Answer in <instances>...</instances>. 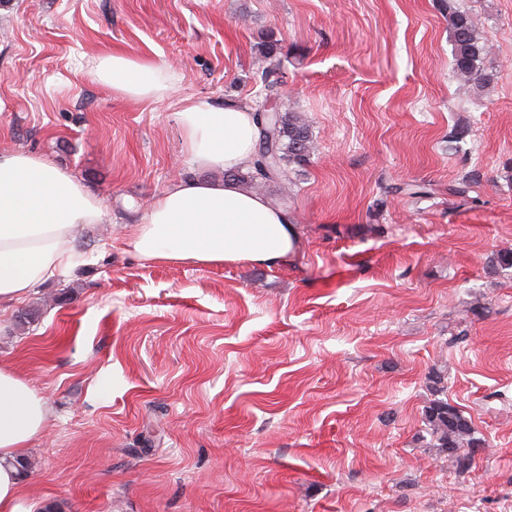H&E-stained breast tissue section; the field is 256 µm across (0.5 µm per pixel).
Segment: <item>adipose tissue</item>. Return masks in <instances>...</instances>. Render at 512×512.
<instances>
[{"mask_svg": "<svg viewBox=\"0 0 512 512\" xmlns=\"http://www.w3.org/2000/svg\"><path fill=\"white\" fill-rule=\"evenodd\" d=\"M96 73L132 100H159L173 89L169 66L121 53L99 58ZM177 123L198 167L236 170L251 162L257 141L251 108L196 98L181 107ZM103 217L99 197L67 170L28 153L0 154V308L71 267L74 231ZM124 233L141 258L203 265L273 264L296 244L284 210L233 180H177ZM48 428L46 399L13 364L0 362V512H23L14 462Z\"/></svg>", "mask_w": 512, "mask_h": 512, "instance_id": "adipose-tissue-1", "label": "adipose tissue"}]
</instances>
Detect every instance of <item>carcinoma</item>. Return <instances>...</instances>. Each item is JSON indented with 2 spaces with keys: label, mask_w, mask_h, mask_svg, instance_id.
<instances>
[{
  "label": "carcinoma",
  "mask_w": 512,
  "mask_h": 512,
  "mask_svg": "<svg viewBox=\"0 0 512 512\" xmlns=\"http://www.w3.org/2000/svg\"><path fill=\"white\" fill-rule=\"evenodd\" d=\"M448 25L452 33V72L460 83H488L494 74L485 67L492 48L483 38L479 19L467 9L448 10ZM281 62L276 58V49L268 48L257 61L254 81L259 91L273 99L279 95L282 85L278 77ZM258 138L272 137L276 153L268 156L255 151L247 172L234 175L239 182H246L255 189L270 182L290 183L294 166L307 162L312 143L309 123L295 112L275 111L271 114L254 112ZM475 177L462 176L449 191L466 202ZM444 376L437 370L432 375V392L437 397L430 400L424 411V422L432 438L433 447L440 448L460 468L471 463V454L482 447L476 437L472 422L448 400L438 397L443 392Z\"/></svg>",
  "instance_id": "carcinoma-1"
}]
</instances>
